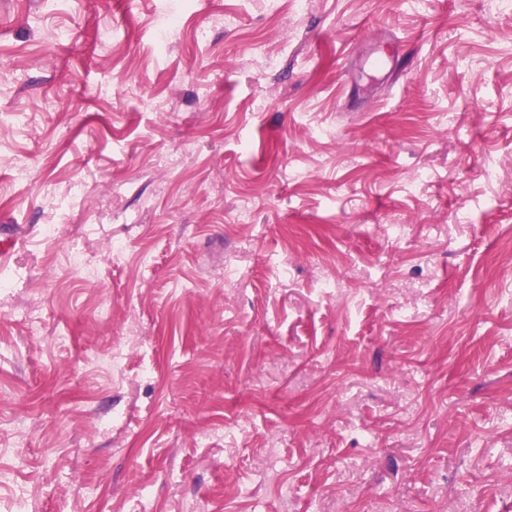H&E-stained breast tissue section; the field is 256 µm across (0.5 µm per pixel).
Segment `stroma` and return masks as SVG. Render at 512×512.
I'll use <instances>...</instances> for the list:
<instances>
[{"mask_svg": "<svg viewBox=\"0 0 512 512\" xmlns=\"http://www.w3.org/2000/svg\"><path fill=\"white\" fill-rule=\"evenodd\" d=\"M4 112L0 512H512V14L0 0Z\"/></svg>", "mask_w": 512, "mask_h": 512, "instance_id": "stroma-1", "label": "stroma"}]
</instances>
